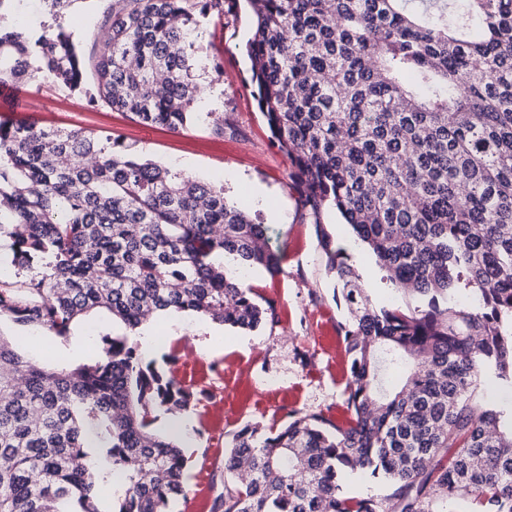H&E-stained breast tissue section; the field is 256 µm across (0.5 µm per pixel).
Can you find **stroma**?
I'll return each mask as SVG.
<instances>
[{"label": "stroma", "mask_w": 512, "mask_h": 512, "mask_svg": "<svg viewBox=\"0 0 512 512\" xmlns=\"http://www.w3.org/2000/svg\"><path fill=\"white\" fill-rule=\"evenodd\" d=\"M108 5L109 0H78L66 17L84 49L100 41L99 19ZM250 19L245 0H228L223 19L201 20L198 64L218 69L220 76L196 109L223 112L220 137L205 121L180 133L148 127L47 80L0 86V112L18 113L40 126L118 136L146 158L223 185L231 201L271 227L282 272L273 277L253 271L251 283L259 302L273 305L274 322L248 332L186 312L162 320L153 333V364L198 396L191 410L193 426L184 440L188 495L171 502L172 512H210L214 497L224 488L225 448L245 425L277 429L292 411L344 415L346 364L338 326L348 314L334 298L316 226L298 204L291 163L272 143L251 92L250 62L242 52L251 33ZM324 222L362 278L373 281L374 301L401 303L340 215H327ZM124 332L118 322H82L63 343L26 332L10 321L0 322V334L14 337L25 356L70 363L94 355L100 335Z\"/></svg>", "instance_id": "35a3bbf8"}]
</instances>
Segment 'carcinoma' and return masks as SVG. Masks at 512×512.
<instances>
[{
  "instance_id": "obj_1",
  "label": "carcinoma",
  "mask_w": 512,
  "mask_h": 512,
  "mask_svg": "<svg viewBox=\"0 0 512 512\" xmlns=\"http://www.w3.org/2000/svg\"><path fill=\"white\" fill-rule=\"evenodd\" d=\"M31 40L0 29V84L42 77L146 126L186 130L204 92L198 17L224 0H112L88 55L64 17ZM251 83L291 162L350 320L345 423L291 412L224 453L211 512H512V0H250ZM92 83H87V78ZM339 213L382 280L422 305L373 304L324 216ZM0 320L68 340L112 319L75 367L0 335V512H169L188 458L157 413L193 391L143 361L149 311L253 331L274 321L247 272H281L270 227L224 186L118 137L0 124ZM476 304L451 302L459 289ZM249 460L247 471L240 462ZM362 470L379 495L347 489Z\"/></svg>"
}]
</instances>
